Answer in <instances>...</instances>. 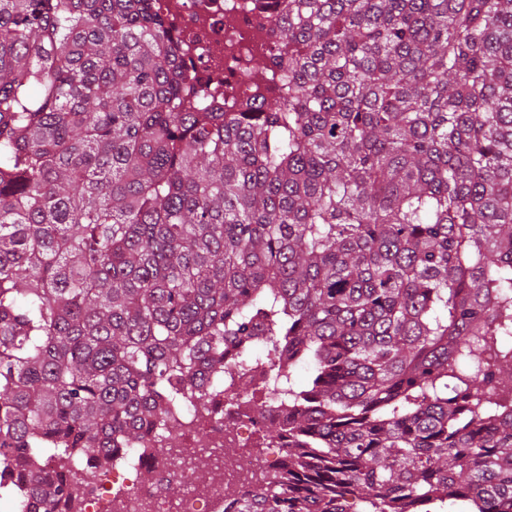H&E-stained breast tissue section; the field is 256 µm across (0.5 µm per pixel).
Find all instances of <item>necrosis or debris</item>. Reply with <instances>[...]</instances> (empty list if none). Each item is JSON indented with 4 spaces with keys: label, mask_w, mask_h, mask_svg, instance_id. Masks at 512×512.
Instances as JSON below:
<instances>
[{
    "label": "necrosis or debris",
    "mask_w": 512,
    "mask_h": 512,
    "mask_svg": "<svg viewBox=\"0 0 512 512\" xmlns=\"http://www.w3.org/2000/svg\"><path fill=\"white\" fill-rule=\"evenodd\" d=\"M165 17L183 62L187 85L204 90V110L234 112L256 97L276 94L255 63L273 52L271 21L287 13L288 0H154ZM270 381L266 365L248 364L234 380L208 377L201 400L179 406L180 431L175 448L157 453L156 438L111 463L79 473L72 486L75 512H224V488L255 494L274 460L242 453L225 457L244 430H264L281 421L279 409L257 415L256 397ZM151 469L152 483L140 481ZM182 484L183 495L167 498L170 483Z\"/></svg>",
    "instance_id": "obj_1"
}]
</instances>
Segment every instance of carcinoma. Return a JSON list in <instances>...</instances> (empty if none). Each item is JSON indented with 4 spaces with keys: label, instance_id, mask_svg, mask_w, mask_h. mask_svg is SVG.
Segmentation results:
<instances>
[{
    "label": "carcinoma",
    "instance_id": "obj_1",
    "mask_svg": "<svg viewBox=\"0 0 512 512\" xmlns=\"http://www.w3.org/2000/svg\"><path fill=\"white\" fill-rule=\"evenodd\" d=\"M272 33L288 94L187 112L150 0H0L21 507L69 512L68 463L173 440L259 348L284 454L234 512H512V0H289Z\"/></svg>",
    "mask_w": 512,
    "mask_h": 512
}]
</instances>
